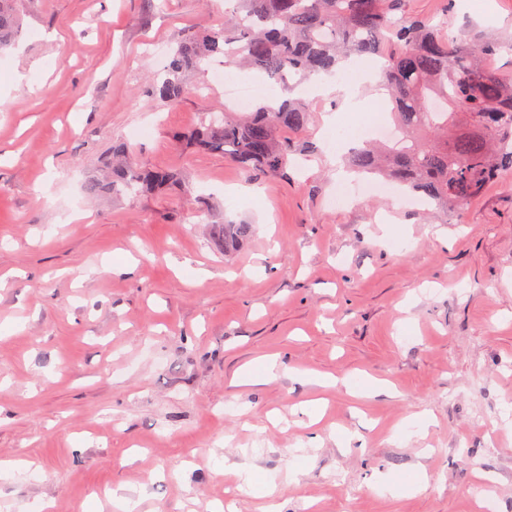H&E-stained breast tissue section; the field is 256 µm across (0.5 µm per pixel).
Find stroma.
<instances>
[{"label": "stroma", "instance_id": "stroma-1", "mask_svg": "<svg viewBox=\"0 0 512 512\" xmlns=\"http://www.w3.org/2000/svg\"><path fill=\"white\" fill-rule=\"evenodd\" d=\"M408 0L449 36L493 40L512 79V0ZM224 13V0H24L0 51V512H222L225 462L279 485L282 512H477L489 479L512 512V179L444 214L400 189L333 204L341 166L325 119L359 129L346 94L307 100L319 153L288 178L245 179L172 135L224 106L210 72L169 106L146 97L153 45ZM180 173L191 194L85 191L112 151ZM250 224L231 255L210 225ZM392 236L377 237L380 222ZM279 354L335 377L249 386ZM367 374L390 388L352 395ZM323 397L315 429L307 402ZM429 414L427 431L392 434ZM425 470V489L375 491ZM261 370L246 371L237 376L236 382L238 385H255L261 383L263 380H272L280 374V363L278 357H262L259 361Z\"/></svg>", "mask_w": 512, "mask_h": 512}]
</instances>
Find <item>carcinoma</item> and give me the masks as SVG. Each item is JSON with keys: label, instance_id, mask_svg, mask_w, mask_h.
I'll return each mask as SVG.
<instances>
[{"label": "carcinoma", "instance_id": "cac0c4a2", "mask_svg": "<svg viewBox=\"0 0 512 512\" xmlns=\"http://www.w3.org/2000/svg\"><path fill=\"white\" fill-rule=\"evenodd\" d=\"M406 0H236L233 12L204 29H187L169 49L162 71L146 90L174 105L187 87L183 74L220 55L282 82L335 76L350 54L385 58L382 86L404 143L367 145L347 156L348 165L406 186L443 211L458 210L486 185L512 176V81L491 70L493 42L451 40L441 24L412 16ZM18 0H0V45L17 26ZM306 104L285 100L256 104L247 112L203 113L188 134L174 136L199 152L223 153L248 176L287 175L289 157L308 146L280 135L303 130ZM176 184L167 167L145 168L124 141L112 144V161L91 181L93 196L138 195ZM250 224H213L211 234L228 253L248 240Z\"/></svg>", "mask_w": 512, "mask_h": 512}]
</instances>
